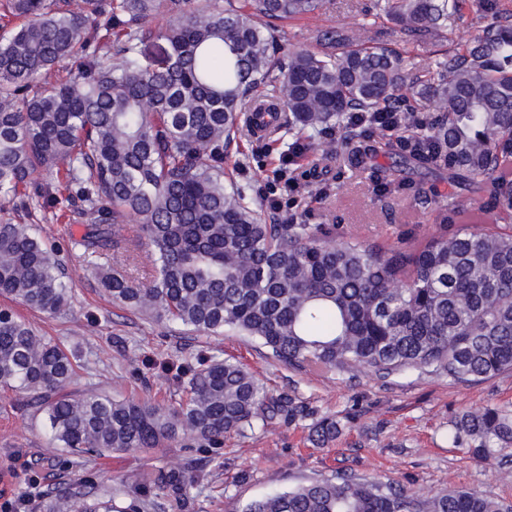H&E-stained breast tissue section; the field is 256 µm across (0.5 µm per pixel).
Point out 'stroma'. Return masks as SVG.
<instances>
[{
    "instance_id": "35a3bbf8",
    "label": "stroma",
    "mask_w": 512,
    "mask_h": 512,
    "mask_svg": "<svg viewBox=\"0 0 512 512\" xmlns=\"http://www.w3.org/2000/svg\"><path fill=\"white\" fill-rule=\"evenodd\" d=\"M503 9L512 11V0H495L494 8L483 11L465 7L451 42L442 43L409 37L378 15L376 0H323L318 17L285 25L281 46L309 47L316 27H353L367 21L369 37L397 50L411 71L424 72L438 54L473 41ZM397 152L378 136L357 140L352 148L337 145L330 159L308 151L297 161L314 189L300 209L304 221L333 227L339 238L357 234L395 245L415 231L434 230L436 208L449 196L479 202V192L450 182L435 169L397 166ZM280 158L278 145L244 130L225 155L224 166L237 180L250 182L261 198ZM40 225L42 238L59 248L75 298L62 317L26 308L21 314L76 355L82 383L115 396L166 403L179 392V366L215 356L244 364L274 394H288L298 414L291 421L278 419L263 429L229 434L220 448L165 442L132 453L77 459L49 448L42 415L12 405L0 392V471L15 469L0 483L5 500H16L32 475L39 476L43 492L60 483L86 481L109 495L134 486L150 468L180 462L207 475L192 490L191 512H241L252 499L338 472L394 481L419 495L471 488L512 502V447L477 460L467 440L454 443L448 438L452 421L462 412L486 407L512 412V372L454 383L416 372L349 381L332 373L293 370L274 363L248 337L200 336L113 305L76 245L84 232L83 219L68 211L58 218L46 215ZM325 416L335 417L342 429L336 439L317 445L309 437L310 428Z\"/></svg>"
}]
</instances>
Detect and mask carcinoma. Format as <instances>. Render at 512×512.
<instances>
[{
	"mask_svg": "<svg viewBox=\"0 0 512 512\" xmlns=\"http://www.w3.org/2000/svg\"><path fill=\"white\" fill-rule=\"evenodd\" d=\"M465 0H383L380 11L408 34L445 40ZM322 0H0V297L49 316L71 309L72 288L32 210L67 203L87 217L75 245L99 270L112 304L202 335L250 336L276 363L352 380L411 371L477 382L512 371V23L483 31L443 55L424 76L401 56L344 28L318 35L322 48L275 56L281 22L314 15ZM170 17L154 29L156 9ZM155 39L168 49L156 57ZM71 63L68 81L47 75ZM411 91L401 111L421 122L413 160L479 185L483 201L455 197L437 209L439 228L404 248L349 235L297 213L268 224L252 187L224 169L239 116L271 105L283 148L331 152L341 128ZM434 103L437 111L426 110ZM65 171L63 187L39 178ZM469 221V228L453 225ZM135 221L145 243L127 254L141 281L97 259ZM170 404L119 398L80 386L72 353L8 306L0 307V389L45 415L50 443L73 456L110 455L180 441L222 448L242 433L297 410L242 364L211 358L183 371ZM341 431L333 417L311 427L323 445ZM478 459L512 445V413L487 407L458 416L449 433ZM204 475L181 465L148 472L122 505L67 484L36 512H140L161 499L191 507ZM242 512H512L479 491L427 496L391 481L337 473L247 503Z\"/></svg>",
	"mask_w": 512,
	"mask_h": 512,
	"instance_id": "obj_1",
	"label": "carcinoma"
}]
</instances>
